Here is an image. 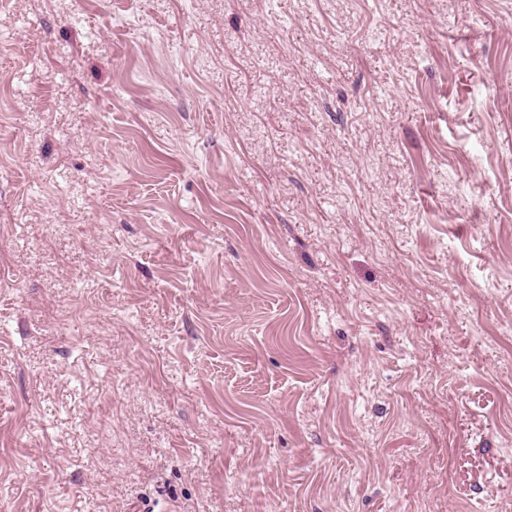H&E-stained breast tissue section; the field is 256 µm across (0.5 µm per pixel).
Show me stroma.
I'll return each mask as SVG.
<instances>
[{
  "label": "stroma",
  "instance_id": "obj_1",
  "mask_svg": "<svg viewBox=\"0 0 512 512\" xmlns=\"http://www.w3.org/2000/svg\"><path fill=\"white\" fill-rule=\"evenodd\" d=\"M0 512H512V0H0Z\"/></svg>",
  "mask_w": 512,
  "mask_h": 512
}]
</instances>
